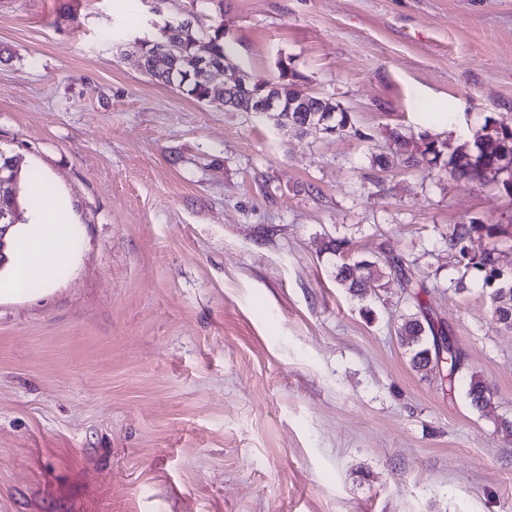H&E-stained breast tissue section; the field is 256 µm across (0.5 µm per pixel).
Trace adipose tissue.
<instances>
[{
	"label": "adipose tissue",
	"instance_id": "ef3b65f1",
	"mask_svg": "<svg viewBox=\"0 0 512 512\" xmlns=\"http://www.w3.org/2000/svg\"><path fill=\"white\" fill-rule=\"evenodd\" d=\"M39 229L24 241L12 258L13 273L0 281V294L28 293L34 281H50L56 270L66 265L71 252L66 245L70 218L62 205L52 202L34 214Z\"/></svg>",
	"mask_w": 512,
	"mask_h": 512
}]
</instances>
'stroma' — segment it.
I'll use <instances>...</instances> for the list:
<instances>
[{"instance_id":"1","label":"stroma","mask_w":512,"mask_h":512,"mask_svg":"<svg viewBox=\"0 0 512 512\" xmlns=\"http://www.w3.org/2000/svg\"><path fill=\"white\" fill-rule=\"evenodd\" d=\"M187 13L251 74L288 60L354 135L142 74ZM489 118L512 121V0H0V150L78 239L0 297V512H512V328L446 242L480 221L512 250V195L374 162L392 130L455 146ZM379 256L424 284L455 380L412 369L397 275L336 281Z\"/></svg>"}]
</instances>
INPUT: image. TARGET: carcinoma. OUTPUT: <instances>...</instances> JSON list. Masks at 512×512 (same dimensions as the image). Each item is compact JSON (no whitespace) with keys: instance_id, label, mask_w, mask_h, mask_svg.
Instances as JSON below:
<instances>
[{"instance_id":"1","label":"carcinoma","mask_w":512,"mask_h":512,"mask_svg":"<svg viewBox=\"0 0 512 512\" xmlns=\"http://www.w3.org/2000/svg\"><path fill=\"white\" fill-rule=\"evenodd\" d=\"M205 39L211 47L214 57L222 59L227 53L225 44L224 26H209L205 29L194 28L190 31H182L179 28H171L164 25L160 29V35L147 42L144 58V70L147 75L157 81L171 84L169 75L155 70L152 57L157 54H171L179 60V65L189 68L193 64L196 42ZM182 92L188 97L210 106L215 105L217 96L215 86L208 85L200 78H192L182 88ZM394 154L408 167L438 165L448 169L452 176L460 180H474L475 169L483 165L500 166V170L507 172V178L503 180V188L506 192L512 191V124L498 120H488L483 126V135L480 141L473 145L459 144L453 149H448V143L424 136L421 143L413 142L398 131L392 132ZM501 232L497 224H484L472 221L468 224H453L448 228V248L455 251L461 258L467 260L466 267L474 269L488 286L492 285L505 264L506 255L499 250L497 245L486 249L479 257L470 258L467 253V242L474 235H485L494 239ZM395 270L400 275L403 288H413V279L404 271L402 261L398 258L382 261H357L342 264L336 272V280L348 291L360 296L367 287L372 275L383 277V269ZM492 300L495 303L494 311L499 320L512 327V277L506 278L501 287L493 289ZM401 345L409 353L410 364L413 369L425 373L440 369L439 360L433 357L430 337L443 336L445 331L436 329L431 322L425 324L415 313L405 317L399 332ZM470 404L480 410L488 405L490 397L487 387L479 380H471L469 388Z\"/></svg>"}]
</instances>
